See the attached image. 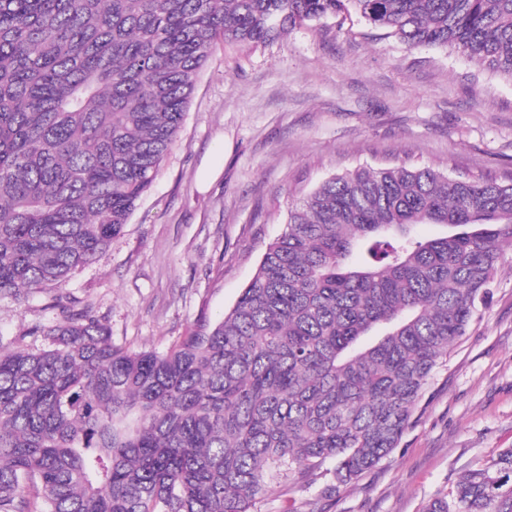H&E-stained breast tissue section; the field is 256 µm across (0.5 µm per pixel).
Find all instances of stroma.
Wrapping results in <instances>:
<instances>
[{"mask_svg":"<svg viewBox=\"0 0 512 512\" xmlns=\"http://www.w3.org/2000/svg\"><path fill=\"white\" fill-rule=\"evenodd\" d=\"M434 166L512 182V80L439 48L411 49L355 13L250 45H217L184 123L122 233L63 295L112 341L163 351L200 314L220 321L283 230L289 207L359 165ZM59 314L47 293L0 294V344ZM512 448V250L480 316L448 351L398 448L326 494L330 465L277 478L253 512H422Z\"/></svg>","mask_w":512,"mask_h":512,"instance_id":"stroma-1","label":"stroma"}]
</instances>
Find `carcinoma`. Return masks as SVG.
<instances>
[{
  "label": "carcinoma",
  "mask_w": 512,
  "mask_h": 512,
  "mask_svg": "<svg viewBox=\"0 0 512 512\" xmlns=\"http://www.w3.org/2000/svg\"><path fill=\"white\" fill-rule=\"evenodd\" d=\"M349 10L512 78V0H0V293L64 287L123 231L218 43ZM506 247L512 183L360 166L164 352L62 311L47 347L0 346V512H251L271 468L328 461L335 492L399 446ZM422 512H512V448Z\"/></svg>",
  "instance_id": "obj_1"
}]
</instances>
